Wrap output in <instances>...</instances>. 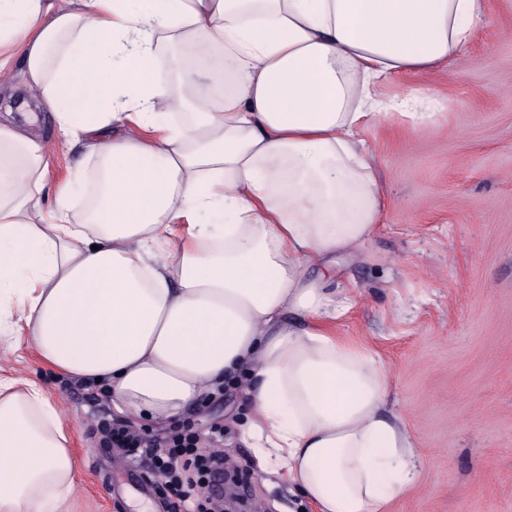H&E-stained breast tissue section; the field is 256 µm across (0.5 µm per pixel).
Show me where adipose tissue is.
<instances>
[{
	"instance_id": "1",
	"label": "adipose tissue",
	"mask_w": 512,
	"mask_h": 512,
	"mask_svg": "<svg viewBox=\"0 0 512 512\" xmlns=\"http://www.w3.org/2000/svg\"><path fill=\"white\" fill-rule=\"evenodd\" d=\"M0 0V50L103 170L89 217L41 202L44 147L0 126V337L101 379L116 411L184 415L248 371L251 433L317 512H385L416 479L387 369L338 335L336 259L381 219L361 133L379 88L461 59L487 0ZM219 49L230 89L181 71L159 108L157 34ZM71 433L34 380L0 378V512H72Z\"/></svg>"
}]
</instances>
